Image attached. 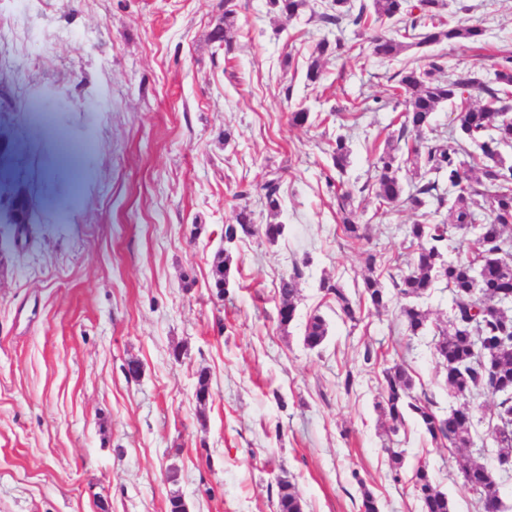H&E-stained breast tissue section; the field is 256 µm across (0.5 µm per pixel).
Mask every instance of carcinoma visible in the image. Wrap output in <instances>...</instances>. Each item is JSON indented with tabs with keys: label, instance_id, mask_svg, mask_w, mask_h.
<instances>
[{
	"label": "carcinoma",
	"instance_id": "obj_1",
	"mask_svg": "<svg viewBox=\"0 0 512 512\" xmlns=\"http://www.w3.org/2000/svg\"><path fill=\"white\" fill-rule=\"evenodd\" d=\"M306 0H270L273 9L287 18L299 13ZM445 0H371L354 5L351 0H332L321 19L328 25L343 23L355 26L373 15L377 21L400 22L411 18L402 39L376 36L371 40L372 53L383 59L398 57L409 48L425 49L462 40L475 42L483 36L477 26H450L440 20ZM234 10H224L215 41L229 52L232 48ZM344 43H330L323 38L309 57L307 78L320 77V63L330 55L342 56ZM444 73L442 57L430 56L428 68L406 66L397 74V89L404 97L398 136L389 139L404 141L407 153L391 142L378 153L375 161L377 178L373 183L376 199L381 204L400 202L423 210L422 221L410 225L408 237L417 242L416 256L409 271L400 277L397 295L406 300L400 316L407 332L422 336L427 329V313L419 300L428 297L442 283L450 295L451 318L435 336L434 349L440 368L453 397L468 402L482 394L496 397V423L512 426V314L499 309L507 295H512V161H507L502 147L512 145V57L506 55L496 64L495 78L486 81L475 70H460L440 79ZM483 95L479 106L468 104L472 92ZM456 112L458 137L446 143L425 144L422 133L430 128L434 113L442 104ZM414 139H409V136ZM477 153L472 154L468 148ZM330 155L336 172L342 174L349 164L350 148L345 136L338 135L330 144ZM407 171L418 178L406 190L401 177ZM272 213L281 208V181L273 175L256 186ZM480 196L487 205L489 218L477 223L476 209ZM347 237L358 239L362 228L348 218L353 195L345 191L337 196ZM454 228L475 233L473 257L466 261L447 258L448 238ZM281 224L252 223L251 212L243 206L235 214L234 223L224 225V237L262 233L274 242L283 233ZM233 256L224 249L213 268V287L217 295L227 291ZM299 272L279 280L277 294L281 300L278 321L288 328L295 319L294 299L298 293ZM336 304V314L344 321L354 322L360 306L352 301L339 283L328 279L320 282ZM359 301L377 310H385L391 298L378 279H364ZM328 336V323L321 314L308 319L303 342L309 349L320 347ZM413 382L406 369L396 363L383 370L381 401L378 407L386 419L385 432L395 434L408 415L418 421L429 437L446 440L454 448L473 445L470 410L457 408L441 416L433 410V402L412 394ZM498 455L512 456V430L492 429ZM464 485L477 495L479 512H500V484L493 472L479 459L467 454L458 460ZM413 486L421 512H453L448 495L436 483L428 464L420 462L414 469ZM278 512H303L301 498L288 481L278 483Z\"/></svg>",
	"mask_w": 512,
	"mask_h": 512
}]
</instances>
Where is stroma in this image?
I'll return each mask as SVG.
<instances>
[{
  "label": "stroma",
  "mask_w": 512,
  "mask_h": 512,
  "mask_svg": "<svg viewBox=\"0 0 512 512\" xmlns=\"http://www.w3.org/2000/svg\"><path fill=\"white\" fill-rule=\"evenodd\" d=\"M224 2L0 0V165L39 210L19 248L0 193V512H168L174 494L189 512H276L284 477L305 512H361L365 488L379 512H420L421 461L453 512H477L459 449L411 418L396 437L400 475L384 449V368L404 364L438 414L458 405L431 336L408 335L395 299L343 322L320 287L328 278L354 298L365 276L390 290L408 269L404 229L419 214L379 204L372 162L400 127L396 73L426 59L414 48L374 56L369 38L394 35L388 22L325 28V0L289 19L268 0H232L227 54L210 39ZM442 16L483 30L479 43L432 47L446 71L488 78L512 55V0H447ZM323 37L350 52L323 60L313 83L307 64ZM46 86L60 102L31 118L25 104ZM299 108L310 117L295 126ZM340 133L351 150L342 174L329 155ZM86 167L82 205L64 207ZM271 171L278 215L256 194L247 205L254 223L284 233L238 241L217 297L211 269L235 192ZM340 188L365 239L343 231ZM297 269L296 317L283 329L277 286ZM316 312L329 333L311 350L303 333ZM368 349L378 359L367 364Z\"/></svg>",
  "instance_id": "1"
}]
</instances>
